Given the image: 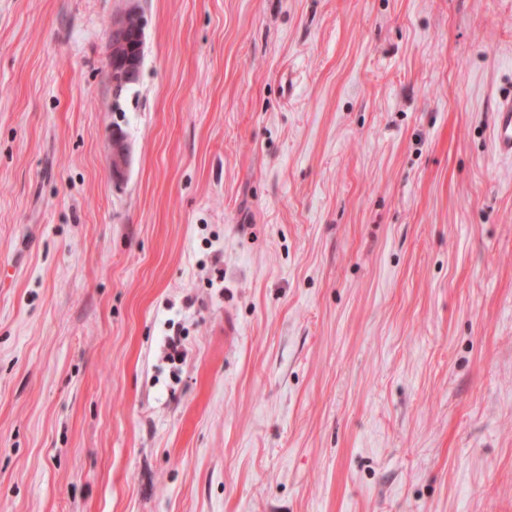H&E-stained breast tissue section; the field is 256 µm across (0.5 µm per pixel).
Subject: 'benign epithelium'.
<instances>
[{
	"label": "benign epithelium",
	"instance_id": "benign-epithelium-1",
	"mask_svg": "<svg viewBox=\"0 0 512 512\" xmlns=\"http://www.w3.org/2000/svg\"><path fill=\"white\" fill-rule=\"evenodd\" d=\"M139 15L132 7L112 23L110 35L109 70L114 100H119L123 88L137 79L143 61V39L145 20L139 19L137 26L129 24V18ZM130 163V149L125 139L119 134L112 138L110 167L112 178L123 179Z\"/></svg>",
	"mask_w": 512,
	"mask_h": 512
}]
</instances>
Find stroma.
Wrapping results in <instances>:
<instances>
[{
    "label": "stroma",
    "instance_id": "35a3bbf8",
    "mask_svg": "<svg viewBox=\"0 0 512 512\" xmlns=\"http://www.w3.org/2000/svg\"><path fill=\"white\" fill-rule=\"evenodd\" d=\"M507 97L512 0H0V512H512ZM134 15L139 17V21L137 26L131 27L129 18ZM144 29L145 20L141 18L135 6L112 23L109 70L112 93L116 100L121 97L123 88L126 86L125 90L128 89L131 82L138 77L143 61ZM494 112L495 148L501 156L512 158V99L499 102ZM129 163V146L122 136H120L118 133H114L112 138V154L110 157L112 178L116 181L122 180L126 175Z\"/></svg>",
    "mask_w": 512,
    "mask_h": 512
}]
</instances>
